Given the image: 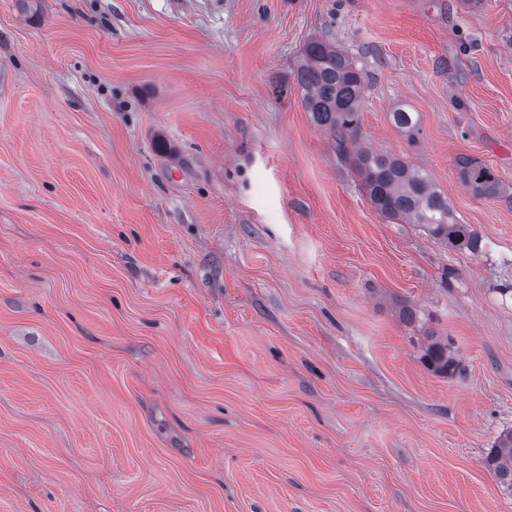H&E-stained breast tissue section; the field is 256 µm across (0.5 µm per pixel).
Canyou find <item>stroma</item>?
I'll return each mask as SVG.
<instances>
[{"mask_svg":"<svg viewBox=\"0 0 512 512\" xmlns=\"http://www.w3.org/2000/svg\"><path fill=\"white\" fill-rule=\"evenodd\" d=\"M320 37L479 252L373 208ZM462 156L512 186V0H0V512H512V201ZM456 168L460 182L474 195L487 198L509 196L494 171L476 158L462 156ZM422 359L434 372L453 375L460 367L461 361L445 340L436 339L432 334L424 347ZM497 479L501 491L512 496V431L501 434L484 461Z\"/></svg>","mask_w":512,"mask_h":512,"instance_id":"stroma-1","label":"stroma"}]
</instances>
